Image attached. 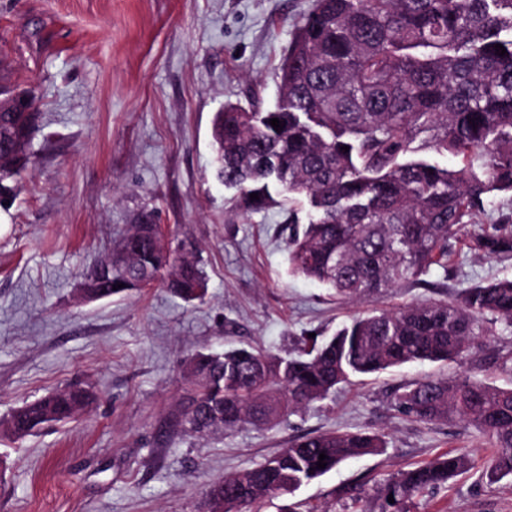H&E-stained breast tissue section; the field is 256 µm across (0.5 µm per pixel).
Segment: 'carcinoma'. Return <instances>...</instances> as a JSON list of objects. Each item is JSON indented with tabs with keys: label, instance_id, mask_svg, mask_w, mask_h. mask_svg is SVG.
<instances>
[{
	"label": "carcinoma",
	"instance_id": "cac0c4a2",
	"mask_svg": "<svg viewBox=\"0 0 512 512\" xmlns=\"http://www.w3.org/2000/svg\"><path fill=\"white\" fill-rule=\"evenodd\" d=\"M272 118L283 128L274 129ZM37 123L36 112H0L7 143L0 168L11 172L0 187L13 197L32 164ZM212 139L218 179L239 191L247 210L278 205L288 213L290 270L336 299L384 296L435 271L445 278L448 240L477 214L500 209L503 197L512 199V0H313L278 68L274 107L255 96L246 107L225 106L214 115ZM422 151L462 166L449 169ZM302 199L304 223L291 207ZM468 249L512 258V218L483 227ZM87 278L99 281L84 293L90 300L155 283L186 302L207 291L196 253L182 244L162 247L153 209ZM117 284L122 288L113 289ZM498 322L512 327L509 278L475 285L453 301L375 309L331 336L311 338L297 357L253 346L198 351L184 365L189 397L180 418L196 433L269 425L356 375L417 362L469 364ZM93 401L85 387L54 390L0 419V434L22 440ZM395 404L423 422L473 426L494 448L487 474L512 476V387L464 372L405 386ZM384 448L382 435L365 430L299 435L265 462L212 482L204 512H243ZM469 464L457 452L402 472L385 488L394 498L386 506L445 486Z\"/></svg>",
	"mask_w": 512,
	"mask_h": 512
}]
</instances>
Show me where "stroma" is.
<instances>
[{
    "instance_id": "1",
    "label": "stroma",
    "mask_w": 512,
    "mask_h": 512,
    "mask_svg": "<svg viewBox=\"0 0 512 512\" xmlns=\"http://www.w3.org/2000/svg\"><path fill=\"white\" fill-rule=\"evenodd\" d=\"M312 0H0V87L36 96L34 164L0 208V418L67 385L97 399L77 419L24 440L0 437V512H203L208 485L287 447L302 433L370 430L383 454L351 459L266 501L299 512H381L383 488L436 455L471 465L404 512H512V477L488 480L491 448L459 421L422 422L395 391L455 365L412 363L354 379L272 428L207 437L177 416L188 354L249 343L295 355L372 305L453 300L512 278V260L467 243L482 215L448 242L447 275L393 290L378 303L340 304L288 269L285 214L246 212L215 176L211 130L226 104L264 106L295 22ZM166 238L196 249L208 280L188 304L157 284L86 301L78 288L143 208ZM485 382L512 386V328L496 325L480 356ZM358 498L342 496V488Z\"/></svg>"
}]
</instances>
